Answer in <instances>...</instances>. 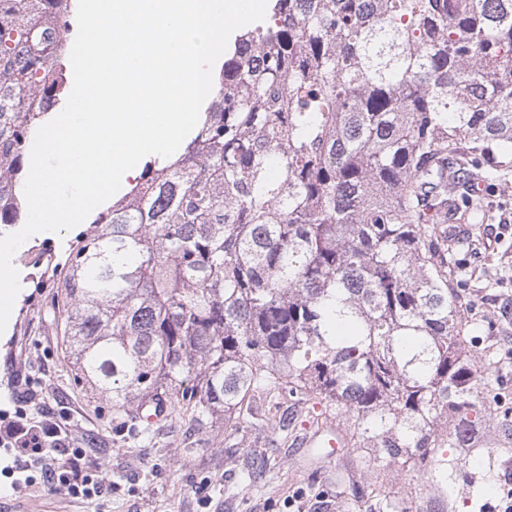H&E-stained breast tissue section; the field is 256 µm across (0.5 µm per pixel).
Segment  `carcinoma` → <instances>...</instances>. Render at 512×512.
<instances>
[{
	"instance_id": "carcinoma-1",
	"label": "carcinoma",
	"mask_w": 512,
	"mask_h": 512,
	"mask_svg": "<svg viewBox=\"0 0 512 512\" xmlns=\"http://www.w3.org/2000/svg\"><path fill=\"white\" fill-rule=\"evenodd\" d=\"M228 44L182 151L81 232L53 321L77 384L119 410L254 424L255 397L343 426L453 499L500 481L457 456L494 410L512 453V350L476 335L474 184L512 171V0H271ZM76 0H0V225L68 94ZM481 348L480 360L467 346ZM451 427L436 428L442 418ZM371 512H412L380 480Z\"/></svg>"
}]
</instances>
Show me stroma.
Listing matches in <instances>:
<instances>
[{"label": "stroma", "instance_id": "obj_1", "mask_svg": "<svg viewBox=\"0 0 512 512\" xmlns=\"http://www.w3.org/2000/svg\"><path fill=\"white\" fill-rule=\"evenodd\" d=\"M474 192L489 211L480 244L469 257L472 294L494 319L490 340L512 348V322L500 308L512 296V177ZM77 229L28 239L13 264L21 289L0 334V407L21 404L28 419L65 425L74 446L85 449V468L111 481L99 497L81 500L42 483L13 490L0 475V512H346L353 489L383 477L391 491L405 493L413 478L401 464L376 473L364 453L348 450L344 476L325 461L324 449L305 447L309 433L297 416L291 437L274 420L281 408L262 406L252 430L229 435L223 419L199 428L183 421L153 426L145 437L113 443L112 428L126 419L74 381L62 336L48 313L58 291L44 272L61 266Z\"/></svg>", "mask_w": 512, "mask_h": 512}]
</instances>
